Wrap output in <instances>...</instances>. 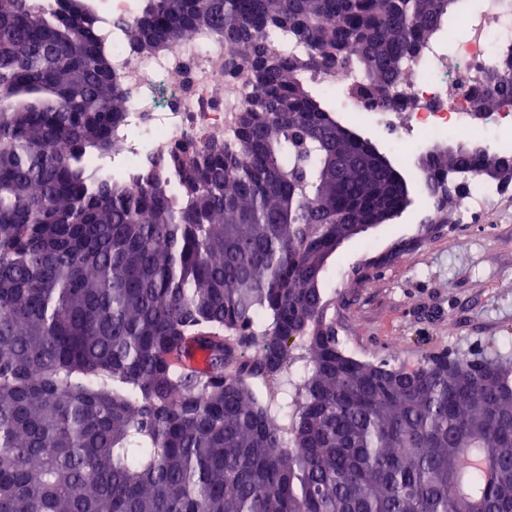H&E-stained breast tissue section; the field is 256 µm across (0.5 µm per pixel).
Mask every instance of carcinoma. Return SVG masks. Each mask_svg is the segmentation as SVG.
Instances as JSON below:
<instances>
[{"instance_id": "cac0c4a2", "label": "carcinoma", "mask_w": 512, "mask_h": 512, "mask_svg": "<svg viewBox=\"0 0 512 512\" xmlns=\"http://www.w3.org/2000/svg\"><path fill=\"white\" fill-rule=\"evenodd\" d=\"M466 11L143 0L121 21L137 49L205 30L248 96L233 137L159 157L130 195L98 165L126 98L91 0H0V512H512V372L361 361L320 288L392 169L433 224L479 170L512 176L511 150L447 143L384 167L306 89L348 69L400 112V74ZM509 86L512 51L479 111Z\"/></svg>"}]
</instances>
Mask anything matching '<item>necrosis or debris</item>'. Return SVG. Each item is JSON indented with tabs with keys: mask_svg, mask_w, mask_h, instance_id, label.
I'll return each instance as SVG.
<instances>
[{
	"mask_svg": "<svg viewBox=\"0 0 512 512\" xmlns=\"http://www.w3.org/2000/svg\"><path fill=\"white\" fill-rule=\"evenodd\" d=\"M108 2L102 17L110 26L106 44L128 92L125 123L115 132L122 149L112 156L113 168L125 170L133 156L149 163L189 138L231 134L246 86L244 77L225 70L223 42L197 36L156 52L137 50L112 25L136 16L135 0ZM459 24L464 38L440 34L428 42L427 75L408 71L402 77L413 106L386 117L402 153L411 152L418 131L468 141L484 137L486 127L512 126L510 107L491 112L482 125L472 119L483 74L512 47V0H479Z\"/></svg>",
	"mask_w": 512,
	"mask_h": 512,
	"instance_id": "necrosis-or-debris-1",
	"label": "necrosis or debris"
}]
</instances>
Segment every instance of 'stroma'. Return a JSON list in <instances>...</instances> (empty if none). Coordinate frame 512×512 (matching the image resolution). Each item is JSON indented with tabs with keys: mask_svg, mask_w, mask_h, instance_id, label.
I'll list each match as a JSON object with an SVG mask.
<instances>
[{
	"mask_svg": "<svg viewBox=\"0 0 512 512\" xmlns=\"http://www.w3.org/2000/svg\"><path fill=\"white\" fill-rule=\"evenodd\" d=\"M387 224L346 241L321 287L340 345L356 358L414 364L451 353L512 360V185L472 221L453 220L413 244L424 216L420 192Z\"/></svg>",
	"mask_w": 512,
	"mask_h": 512,
	"instance_id": "1",
	"label": "stroma"
}]
</instances>
